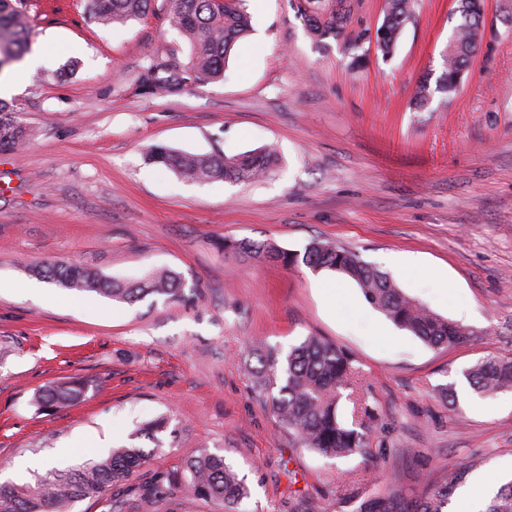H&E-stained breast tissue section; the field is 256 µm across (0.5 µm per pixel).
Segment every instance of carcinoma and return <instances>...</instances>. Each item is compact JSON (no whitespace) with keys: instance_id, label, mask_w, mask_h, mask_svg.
I'll use <instances>...</instances> for the list:
<instances>
[{"instance_id":"carcinoma-1","label":"carcinoma","mask_w":512,"mask_h":512,"mask_svg":"<svg viewBox=\"0 0 512 512\" xmlns=\"http://www.w3.org/2000/svg\"><path fill=\"white\" fill-rule=\"evenodd\" d=\"M89 17L102 25L125 24L140 20L152 11L155 0H86ZM175 27L191 48V60L182 63L173 52L151 60L137 78L147 93L175 95L202 79H221L234 46L251 32V16L244 0H170ZM414 0H386L383 22L376 30V44L382 56L394 53L404 25L412 15ZM460 23L443 54L444 70L435 88L418 85L415 105L423 107L438 93L444 100L458 91L464 70L479 51L484 13L482 0H457ZM351 15L347 0H337L336 14L329 19L314 15L309 33L318 42L328 36H340ZM30 24L20 0H0V70L21 58L27 50ZM27 140L25 128L15 120L8 106L0 101V153L15 150ZM151 164L162 165L178 177L203 182L224 180L250 182L266 176L276 162L272 148H263L235 156L197 155L163 145L148 154ZM225 249L249 257L292 265L303 263L314 271L329 270L355 281L366 301L382 312L397 327L411 332L435 348H450L464 336L462 326L432 312L407 296L392 279L377 267L363 261L353 251L311 242L303 255L286 252L272 243L259 241L225 242ZM38 274L60 288L75 292H95L129 304L149 296L164 302L184 301L185 279L170 268L152 270L133 283L112 280L79 263L50 262ZM260 368L254 372L260 394L275 416L293 435L296 444L324 458L338 459L354 454L373 455L369 440L371 418L368 407L363 418L345 423L338 408L343 392L354 385L357 368L346 351L318 336H308L283 352L269 347L258 354ZM470 387L479 395L491 396L512 388V357L488 355L466 374ZM88 386L70 380L39 390L35 403L42 411H58L81 403ZM169 421L158 418L140 430V437L154 444L143 447H118L100 460H89L76 468L52 469L28 484L0 483V512H71L86 499L104 495L120 486L141 468L148 457L163 446L161 435ZM464 472L448 473L443 482L422 490L402 504L392 497L368 500L360 512H443L448 495L463 481ZM170 485L180 483L194 499L224 502L227 512H237L249 496L246 478L239 475L224 456L198 450L183 464L182 472L167 477ZM485 512H512V480L501 485Z\"/></svg>"}]
</instances>
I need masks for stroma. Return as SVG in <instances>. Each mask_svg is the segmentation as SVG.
<instances>
[{
	"mask_svg": "<svg viewBox=\"0 0 512 512\" xmlns=\"http://www.w3.org/2000/svg\"><path fill=\"white\" fill-rule=\"evenodd\" d=\"M484 2L482 49L458 93L420 108L412 98L443 71L455 0H417L387 60L375 43L383 0H354L344 34L321 45L308 18L334 13L336 0H248L253 30L223 79L165 97L135 79L164 52L189 57L167 0L109 28L84 0H26L30 48L46 62L7 100L30 138L0 154V473L54 460L89 433L107 447L84 444L61 468L105 458L164 417L171 434L118 498L74 512H225L216 500L186 507L185 488L168 484L200 449L246 476L238 512H289L300 493L321 512H359L378 495L410 501L459 466L469 473L446 512L467 497L488 505V482L512 480V389L482 397L462 385L483 357L512 356V0ZM157 145L228 156L271 146L278 164L245 184L186 181L146 163ZM243 239L355 251L465 335L432 348L353 281L225 250ZM47 262L123 282L166 266L195 294L131 305L48 282L27 295ZM312 334L356 360L339 413L348 422L355 403L372 408V457L297 447L254 386L256 352ZM72 378L89 385L79 406H33L36 391ZM147 488L158 491L151 510Z\"/></svg>",
	"mask_w": 512,
	"mask_h": 512,
	"instance_id": "35a3bbf8",
	"label": "stroma"
}]
</instances>
